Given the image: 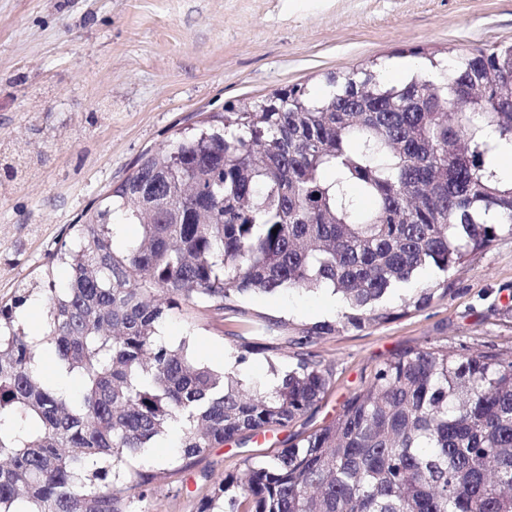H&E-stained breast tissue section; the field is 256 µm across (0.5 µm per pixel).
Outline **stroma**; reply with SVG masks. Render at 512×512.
<instances>
[{"mask_svg":"<svg viewBox=\"0 0 512 512\" xmlns=\"http://www.w3.org/2000/svg\"><path fill=\"white\" fill-rule=\"evenodd\" d=\"M511 42L512 0H0V302L47 274L65 283L69 270L52 255L72 224L142 154L225 105L296 84L321 97L332 74L381 76L393 62L452 61ZM19 140L42 160L13 179L4 156ZM244 305L294 327L338 316L322 292L260 293ZM161 331L258 386L296 362L291 351L255 352L235 364L233 336L244 328L226 320L176 314ZM431 344L512 357V233L452 270L447 294L425 308L324 340L332 379L315 411L210 449L160 485L154 512H198L215 481L322 426L371 368Z\"/></svg>","mask_w":512,"mask_h":512,"instance_id":"35a3bbf8","label":"stroma"}]
</instances>
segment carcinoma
I'll use <instances>...</instances> for the list:
<instances>
[{"mask_svg": "<svg viewBox=\"0 0 512 512\" xmlns=\"http://www.w3.org/2000/svg\"><path fill=\"white\" fill-rule=\"evenodd\" d=\"M399 86L363 69L321 99L295 85L240 100L145 152L54 258L40 340L16 321L32 288L0 304V512H137L162 470L126 460L178 432L176 470L211 448L285 426L324 398L318 345L429 304L446 274L512 233V44ZM139 226L113 243L114 208ZM277 233H272V230ZM328 289L335 321L288 325L253 293ZM187 307L234 318L236 361L297 348L270 387L195 362L159 327ZM54 352L44 377L41 346ZM228 512H512V360L444 346L376 365L336 416L249 462Z\"/></svg>", "mask_w": 512, "mask_h": 512, "instance_id": "1", "label": "carcinoma"}]
</instances>
